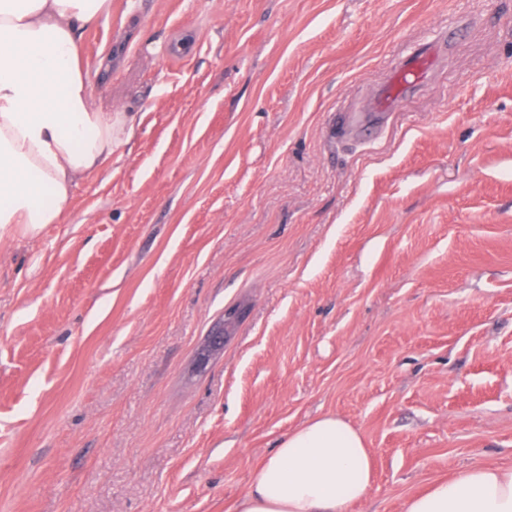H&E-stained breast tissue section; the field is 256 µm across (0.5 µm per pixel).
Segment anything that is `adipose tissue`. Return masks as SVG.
<instances>
[{
    "label": "adipose tissue",
    "instance_id": "obj_1",
    "mask_svg": "<svg viewBox=\"0 0 512 512\" xmlns=\"http://www.w3.org/2000/svg\"><path fill=\"white\" fill-rule=\"evenodd\" d=\"M111 10L112 0H0V236L62 223L73 188L131 132L91 95L80 54L83 32ZM371 484L362 437L326 415L288 433L237 512H348ZM405 512H512V468L467 467Z\"/></svg>",
    "mask_w": 512,
    "mask_h": 512
}]
</instances>
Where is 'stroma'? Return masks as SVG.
I'll use <instances>...</instances> for the list:
<instances>
[{
	"label": "stroma",
	"mask_w": 512,
	"mask_h": 512,
	"mask_svg": "<svg viewBox=\"0 0 512 512\" xmlns=\"http://www.w3.org/2000/svg\"><path fill=\"white\" fill-rule=\"evenodd\" d=\"M81 50L133 132L0 238V512H236L328 414L349 512L512 467V0H112ZM420 69L419 61L408 62L406 60L397 71L396 81L385 91L384 98L398 99L403 91L416 83ZM227 337L224 336V318H222L213 325L204 343L199 348L196 364L191 368L194 370V373L201 372L212 359L221 354Z\"/></svg>",
	"instance_id": "obj_1"
}]
</instances>
